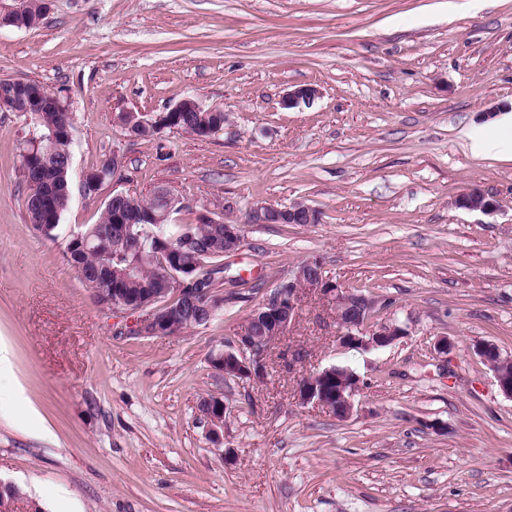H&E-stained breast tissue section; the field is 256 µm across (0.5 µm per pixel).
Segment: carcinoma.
<instances>
[{
    "instance_id": "carcinoma-1",
    "label": "carcinoma",
    "mask_w": 512,
    "mask_h": 512,
    "mask_svg": "<svg viewBox=\"0 0 512 512\" xmlns=\"http://www.w3.org/2000/svg\"><path fill=\"white\" fill-rule=\"evenodd\" d=\"M115 123L124 130L132 129L139 138H149L164 129H179L187 133L206 136L224 127V113L222 112H182L172 116L166 112H117ZM62 123L73 125L72 116L68 112H46L34 124L35 136L29 143L35 142L46 146L56 163L66 159L72 154L74 139L49 138L51 128ZM72 196L71 174L54 183L52 200L59 212H64ZM171 209L177 214L184 209L182 201L169 189L159 187L147 197L128 195V201L123 206L125 212H154L159 213ZM26 212L31 226L43 233L46 237H53L56 225L43 226L44 215L35 204V196L26 197ZM112 211L104 209L101 221L86 226L77 237L85 242V247H75L67 244L70 252V264L75 269L79 279L98 293L102 288H112L116 296L127 301L140 300L146 294L158 292L163 284L156 279V270L163 266V262H176L183 268H191L197 259H202L210 269L208 275L224 273V222H213L206 215L201 214L197 223L189 224L191 228L190 245L182 252L172 251L167 254L158 252V248L140 249L137 241L146 239L150 233L158 229L163 230L165 241L177 247L184 240L181 236L183 225L175 222L168 224H134L132 233L125 242L112 238ZM132 267L138 270L129 278L122 272Z\"/></svg>"
}]
</instances>
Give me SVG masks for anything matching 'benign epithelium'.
Segmentation results:
<instances>
[{
	"mask_svg": "<svg viewBox=\"0 0 512 512\" xmlns=\"http://www.w3.org/2000/svg\"><path fill=\"white\" fill-rule=\"evenodd\" d=\"M30 0H15V5L0 9V28H22L29 25ZM318 94L312 86H301L285 97L284 104L292 107L301 102H309ZM0 110L20 112L28 119L41 112H67L69 105L61 97L49 92L45 86L34 81L20 79H0ZM23 156L30 162L28 179L32 190L37 192V206L45 213V219L53 221V211L44 187V175L50 164L46 158L23 146ZM123 167V156L112 151V160H107L96 171L97 183H103L108 176H117ZM456 206L493 215L498 211V203L492 195L479 187H473L461 194ZM320 213L303 201H297L285 208L260 206L249 214L252 224H317ZM243 241L238 224H224V248L237 251ZM207 267L203 266L187 274L179 269L167 268L165 277L168 287L162 294L128 304L124 300L109 299L101 307L115 313L133 316L128 326L129 332L142 337H170L172 333L165 326L174 317L172 307L162 301V296L173 292L177 298L198 299L210 316L224 309V303L232 293L225 286L214 283L208 288H196L194 284L203 278ZM310 291L317 293L336 315L337 341L341 344H356L364 349H373L392 343L404 334V329L396 324H369L375 301L360 297L353 291L342 288L321 274L316 262L308 261L297 266L293 276L278 284L266 295L255 314L240 327L231 349H219L210 354L209 364L213 372L224 377L238 379H259L265 374L266 362L272 344L285 335L288 326L296 316L303 297ZM480 357L492 368L498 386L503 394L512 398V375L507 369L512 367V359L501 356L492 344L479 350ZM360 379L351 371L331 366L315 372L305 379L298 389L297 400L301 404H316L332 415L344 419L352 415L353 397L359 391ZM201 416L207 423V430L215 439H220V429L224 424L227 407L217 396L203 399Z\"/></svg>",
	"mask_w": 512,
	"mask_h": 512,
	"instance_id": "obj_1",
	"label": "benign epithelium"
}]
</instances>
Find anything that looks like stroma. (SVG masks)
<instances>
[{"label":"stroma","mask_w":512,"mask_h":512,"mask_svg":"<svg viewBox=\"0 0 512 512\" xmlns=\"http://www.w3.org/2000/svg\"><path fill=\"white\" fill-rule=\"evenodd\" d=\"M1 78L67 101L73 177L115 149L123 168L73 192L46 239L25 207L32 126L0 112V481L42 512H512V398L477 353L512 356V159L470 149L512 125V0H44L38 25L0 28ZM302 85L314 101L282 106ZM188 96L223 129L132 138L113 122ZM159 186L183 221L241 225L224 263L249 286L208 325L126 336L66 244L113 191ZM474 186L495 214L455 206ZM295 201L320 223L248 221ZM307 260L405 336L338 344L310 296L264 379L215 375L211 352ZM331 366L360 379L343 420L296 396ZM208 395L228 407L218 443Z\"/></svg>","instance_id":"obj_1"}]
</instances>
